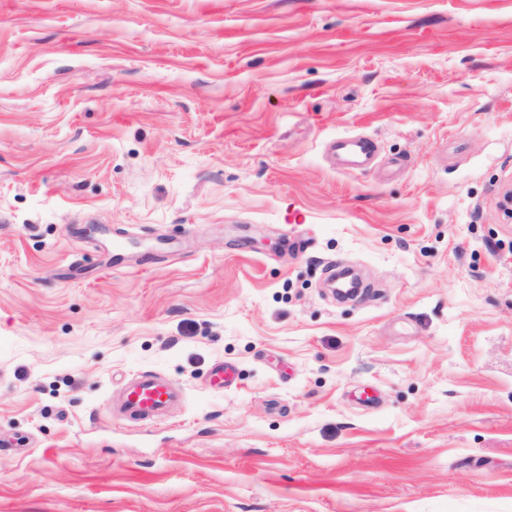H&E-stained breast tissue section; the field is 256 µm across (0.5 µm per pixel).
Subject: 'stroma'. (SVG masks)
Returning <instances> with one entry per match:
<instances>
[{
    "label": "stroma",
    "mask_w": 512,
    "mask_h": 512,
    "mask_svg": "<svg viewBox=\"0 0 512 512\" xmlns=\"http://www.w3.org/2000/svg\"><path fill=\"white\" fill-rule=\"evenodd\" d=\"M508 187L512 0H0V512H512ZM375 148V142L365 136L347 135L333 141L329 150L338 153L346 168L356 170L370 164ZM180 397L173 381L145 372L125 385L120 404L112 407V411L123 418H163Z\"/></svg>",
    "instance_id": "35a3bbf8"
}]
</instances>
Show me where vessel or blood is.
<instances>
[{
  "instance_id": "b4317fda",
  "label": "vessel or blood",
  "mask_w": 512,
  "mask_h": 512,
  "mask_svg": "<svg viewBox=\"0 0 512 512\" xmlns=\"http://www.w3.org/2000/svg\"><path fill=\"white\" fill-rule=\"evenodd\" d=\"M330 150L340 156L346 168L356 170L370 164L375 154V143L364 136L347 135L333 141ZM180 396L181 392L173 381L146 372L125 385L115 411L123 418H162Z\"/></svg>"
}]
</instances>
